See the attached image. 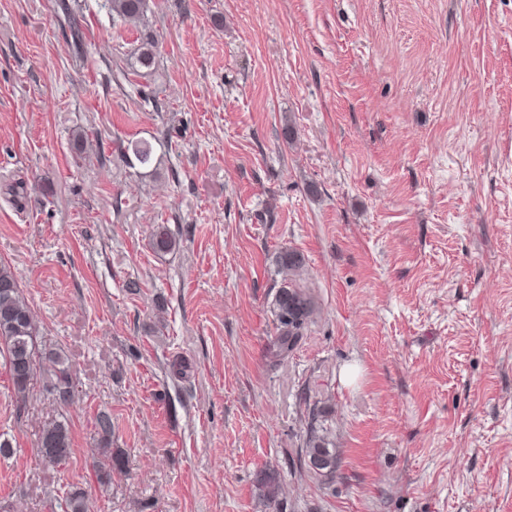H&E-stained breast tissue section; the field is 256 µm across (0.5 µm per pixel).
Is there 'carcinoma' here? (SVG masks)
<instances>
[{"mask_svg":"<svg viewBox=\"0 0 512 512\" xmlns=\"http://www.w3.org/2000/svg\"><path fill=\"white\" fill-rule=\"evenodd\" d=\"M112 14L138 32L139 46L131 61L133 72L151 71L157 64V36L147 21L148 0H110ZM133 156H124L128 167L150 161L151 149L145 143L132 148ZM153 245L161 252H171L178 241L168 227L161 224L153 233ZM279 272L289 275L303 267V258L294 251L284 250L277 257ZM276 337V356L286 357L304 336L314 314L312 297L301 287L283 279L273 302ZM0 357L3 358L14 395L20 402L26 401L35 385L40 383L59 408L73 402L71 376L64 367L62 355L42 345L40 330L20 283L5 264L0 263ZM96 430L100 439L101 455L105 463L97 474V481L105 486L112 482V473L126 469L125 452L112 449V418L99 413ZM306 456L311 468L318 471L336 469V458L325 446L318 434L315 411L308 415L306 432ZM72 452V437L67 422L54 419L47 423L38 441V455L46 464L60 465ZM261 491L267 503L279 500L281 484L271 472L260 475ZM47 499L62 512H89L88 499L81 489H73L61 496L56 490L46 491Z\"/></svg>","mask_w":512,"mask_h":512,"instance_id":"cac0c4a2","label":"carcinoma"}]
</instances>
